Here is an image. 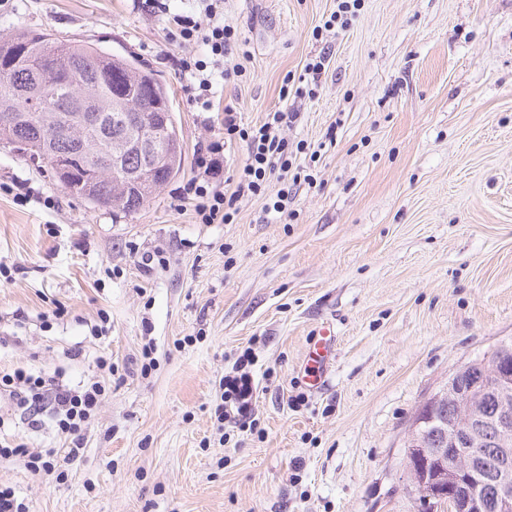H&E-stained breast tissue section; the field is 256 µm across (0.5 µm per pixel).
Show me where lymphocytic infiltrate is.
Returning a JSON list of instances; mask_svg holds the SVG:
<instances>
[{
  "label": "lymphocytic infiltrate",
  "mask_w": 512,
  "mask_h": 512,
  "mask_svg": "<svg viewBox=\"0 0 512 512\" xmlns=\"http://www.w3.org/2000/svg\"><path fill=\"white\" fill-rule=\"evenodd\" d=\"M206 19L197 21L188 13L173 14L168 18L167 34L184 43H201L208 46L213 57L223 61L222 75L231 79L239 76V65L229 64L237 41L233 27L225 24L215 0H198ZM293 112L276 110L267 113L262 123L247 126L242 124L232 108L224 110V140L211 142L195 159L198 174L186 186V193L196 197L197 214L205 224H230L237 215L238 198L260 195L265 190L268 177L276 172H288L296 166L297 153L290 149L282 137L285 126L296 121ZM236 138L245 142L247 159L237 173V183L232 192L217 190L216 184L223 171L221 153L225 139ZM254 359L242 353L236 360L232 373L224 377L221 402L215 413L219 418L246 424L253 415L256 387L250 372ZM0 394L8 396L14 406L27 414L32 427H39L44 412H52L58 434L70 438L71 446L64 455L54 450L30 454L29 470L40 473L55 469L77 459L82 453L83 436L93 413L106 396V388L94 382L69 387L60 374L49 375L42 371L17 369L0 373Z\"/></svg>",
  "instance_id": "f902f5d3"
}]
</instances>
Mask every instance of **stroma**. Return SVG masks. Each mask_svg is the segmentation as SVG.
Masks as SVG:
<instances>
[{
    "label": "stroma",
    "instance_id": "obj_1",
    "mask_svg": "<svg viewBox=\"0 0 512 512\" xmlns=\"http://www.w3.org/2000/svg\"><path fill=\"white\" fill-rule=\"evenodd\" d=\"M223 7L243 74L215 79L212 112L175 65L208 47L167 40V14L140 0L0 7V37L42 29L153 70L185 148L180 174L127 215L71 198L0 144V372L107 389L64 477L0 459V485L30 512H416L404 465L416 411L512 338V0H362L319 39L336 0ZM324 48L314 94L282 99ZM227 105L248 125L297 111L282 135L317 149L298 157L315 182L272 175L234 223L204 224L178 188L223 137ZM280 193L286 213L267 212ZM146 253L159 257L149 271ZM326 324L336 358L312 389L309 347ZM247 348L255 426L242 430L214 408ZM0 439L69 445L1 397Z\"/></svg>",
    "mask_w": 512,
    "mask_h": 512
}]
</instances>
